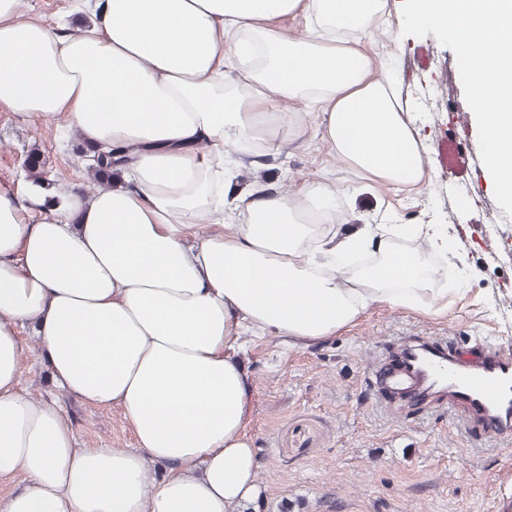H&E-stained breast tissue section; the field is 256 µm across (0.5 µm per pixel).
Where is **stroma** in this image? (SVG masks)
<instances>
[{
  "label": "stroma",
  "mask_w": 512,
  "mask_h": 512,
  "mask_svg": "<svg viewBox=\"0 0 512 512\" xmlns=\"http://www.w3.org/2000/svg\"><path fill=\"white\" fill-rule=\"evenodd\" d=\"M372 49L397 60L410 103V122L421 143L429 183L409 188L378 185L336 161L320 113L305 110L298 128L284 133L273 153L225 154L224 221L236 223L245 201L259 192H298L322 182L338 191L336 222L438 224L446 253H433L422 238H399L402 250L428 253L451 290L447 307H371L354 324L319 340H295L268 328L240 339L239 353L251 380L247 433L257 450L265 497L254 512H490L487 474L507 477L512 491V440L471 441L455 416L402 419L379 407L368 385L367 356L403 332L449 338L455 350L474 352L475 339L493 337L512 349V217L499 207L478 150V126L468 117L471 150L465 164L441 169L434 146L448 133V111L466 112L455 79L454 52L434 34L401 33V17L374 34ZM59 119H18L0 111V189L24 190L28 155L40 157L63 181L52 191L86 193L89 184ZM20 384L35 400L55 394L48 362L25 337ZM64 417L84 448H131L135 436L117 406L96 408L77 397L62 400Z\"/></svg>",
  "instance_id": "35a3bbf8"
}]
</instances>
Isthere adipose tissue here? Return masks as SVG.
<instances>
[{
	"instance_id": "1",
	"label": "adipose tissue",
	"mask_w": 512,
	"mask_h": 512,
	"mask_svg": "<svg viewBox=\"0 0 512 512\" xmlns=\"http://www.w3.org/2000/svg\"><path fill=\"white\" fill-rule=\"evenodd\" d=\"M76 32L0 0V108L63 117L124 148L123 185L42 200L36 220L0 191V512H243L265 492L245 432L241 327L331 336L371 305H435L436 269L397 251L395 224L334 227V195L259 194L230 232L224 148L276 149L298 113L324 117L337 158L371 182L427 183L395 62L368 51L390 0H72ZM303 22L305 37L283 20ZM378 257L341 276L356 252ZM58 393L119 406L132 448H83L57 396L20 388L22 332ZM167 465L166 475L151 467Z\"/></svg>"
}]
</instances>
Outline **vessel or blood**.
<instances>
[{"mask_svg": "<svg viewBox=\"0 0 512 512\" xmlns=\"http://www.w3.org/2000/svg\"><path fill=\"white\" fill-rule=\"evenodd\" d=\"M451 119L453 133L436 145L444 167L464 156L466 115L455 112ZM476 347L475 357L465 358L444 338L400 334L370 366L377 404L397 416L445 410L458 416L465 435L511 437L512 351L483 338Z\"/></svg>", "mask_w": 512, "mask_h": 512, "instance_id": "b4317fda", "label": "vessel or blood"}]
</instances>
